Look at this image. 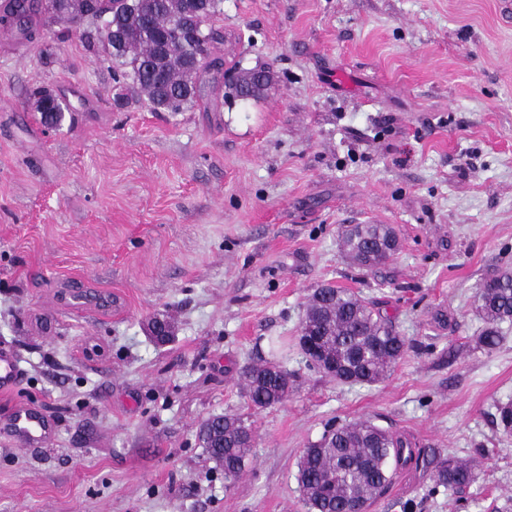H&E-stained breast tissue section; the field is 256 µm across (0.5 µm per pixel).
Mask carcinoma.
<instances>
[{
  "label": "carcinoma",
  "instance_id": "1",
  "mask_svg": "<svg viewBox=\"0 0 512 512\" xmlns=\"http://www.w3.org/2000/svg\"><path fill=\"white\" fill-rule=\"evenodd\" d=\"M10 0L0 28L28 35L33 24L72 30L81 21H95L81 38L109 51L112 74L120 89L142 96L156 112H180L206 92L240 99L260 95L271 82L268 68L238 73L226 83L224 33L215 20L223 0ZM42 121L56 126L71 106L52 92L33 93ZM345 257L370 271L397 251L398 239L388 224H354L341 230ZM485 321L478 344L488 351L502 339L500 325L512 322V269L486 279L475 295ZM299 346L310 368L340 383L374 384L407 351L406 339L375 305L345 289L323 284L309 296ZM247 398L255 410L282 404L293 388L288 371L275 361L244 368ZM202 448L215 467L232 482L252 456V425L238 415L214 416L198 432ZM411 442L368 420L327 427L320 441L305 449L297 463V480L308 512H364L388 488L391 473L413 460ZM474 480L469 462L443 458L435 466V483L461 490Z\"/></svg>",
  "mask_w": 512,
  "mask_h": 512
}]
</instances>
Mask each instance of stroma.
Masks as SVG:
<instances>
[{
    "label": "stroma",
    "mask_w": 512,
    "mask_h": 512,
    "mask_svg": "<svg viewBox=\"0 0 512 512\" xmlns=\"http://www.w3.org/2000/svg\"><path fill=\"white\" fill-rule=\"evenodd\" d=\"M224 56L270 67L261 97L155 112L114 101L104 48L37 27L0 34V347L24 377L0 396V512H307L304 448L368 420L416 443L367 512H512V322L479 347V285L512 268V0H224ZM40 88L74 114L47 128ZM349 224H388L398 251L367 272ZM373 303L411 347L373 385L307 367L321 284ZM173 330L159 344L150 323ZM295 378L257 412L247 364ZM55 421L45 448L3 425ZM252 422L226 483L206 419ZM477 464L456 491L433 459ZM8 426L21 446H49L55 437L47 416L26 406H18L13 410Z\"/></svg>",
    "instance_id": "obj_1"
}]
</instances>
